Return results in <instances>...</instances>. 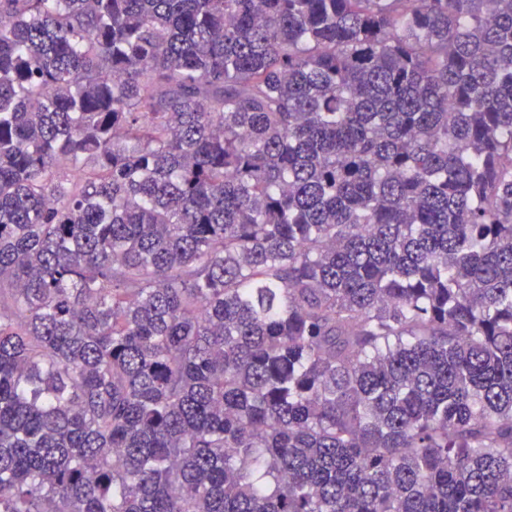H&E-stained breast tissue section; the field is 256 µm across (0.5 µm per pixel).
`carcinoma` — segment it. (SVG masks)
I'll use <instances>...</instances> for the list:
<instances>
[{
  "label": "carcinoma",
  "mask_w": 512,
  "mask_h": 512,
  "mask_svg": "<svg viewBox=\"0 0 512 512\" xmlns=\"http://www.w3.org/2000/svg\"><path fill=\"white\" fill-rule=\"evenodd\" d=\"M0 512H512V0H0Z\"/></svg>",
  "instance_id": "cac0c4a2"
}]
</instances>
